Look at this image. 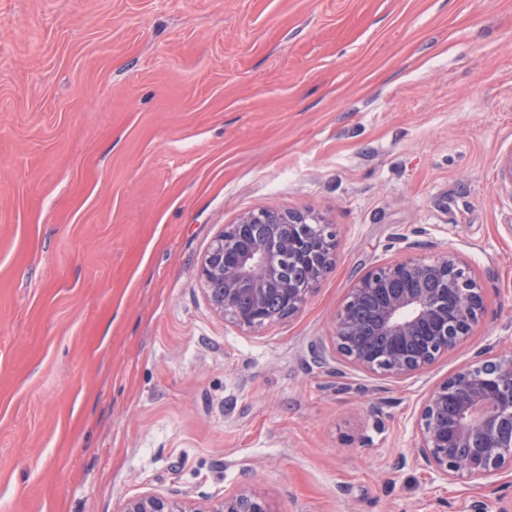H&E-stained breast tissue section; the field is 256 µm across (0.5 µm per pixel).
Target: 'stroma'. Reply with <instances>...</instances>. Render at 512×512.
I'll return each mask as SVG.
<instances>
[{
	"label": "stroma",
	"instance_id": "stroma-1",
	"mask_svg": "<svg viewBox=\"0 0 512 512\" xmlns=\"http://www.w3.org/2000/svg\"><path fill=\"white\" fill-rule=\"evenodd\" d=\"M512 0H0V512L146 492L273 512H512V471L401 464L420 405L512 353ZM272 205L336 233L242 330L198 267ZM454 254L473 336L394 379L317 362L371 269Z\"/></svg>",
	"mask_w": 512,
	"mask_h": 512
}]
</instances>
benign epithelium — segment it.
<instances>
[{"instance_id":"1","label":"benign epithelium","mask_w":512,"mask_h":512,"mask_svg":"<svg viewBox=\"0 0 512 512\" xmlns=\"http://www.w3.org/2000/svg\"><path fill=\"white\" fill-rule=\"evenodd\" d=\"M502 188L512 192V150L498 159ZM303 231L309 217L263 207L228 224L201 259L199 278L209 302L235 326L257 330L300 311L332 264L335 238L320 236L304 262L284 269L299 244L284 225ZM376 296L366 319L357 307ZM484 309L481 289L451 254L433 260L406 258L372 270L352 288L338 311L333 355L367 373L405 378L428 369L471 335ZM414 462L445 479H478L512 470V354L480 351L435 386L423 402ZM121 512H273L268 500L243 486L203 506L162 493L126 500Z\"/></svg>"}]
</instances>
